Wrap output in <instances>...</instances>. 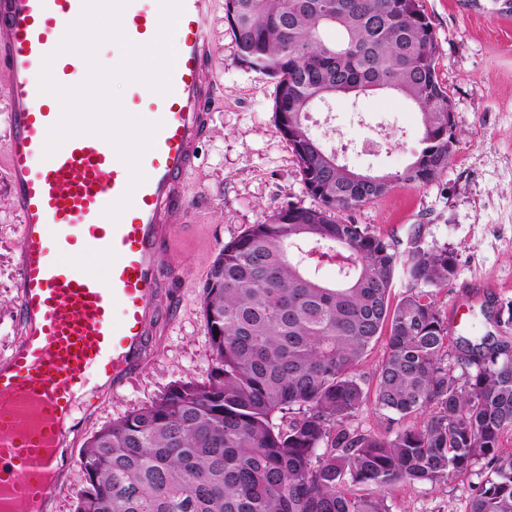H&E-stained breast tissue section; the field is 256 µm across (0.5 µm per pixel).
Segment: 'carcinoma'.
<instances>
[{
	"label": "carcinoma",
	"mask_w": 512,
	"mask_h": 512,
	"mask_svg": "<svg viewBox=\"0 0 512 512\" xmlns=\"http://www.w3.org/2000/svg\"><path fill=\"white\" fill-rule=\"evenodd\" d=\"M239 63L288 87L277 126L292 144L316 208L292 203L224 245L203 292L215 364L208 382L172 384L150 405L94 432L82 456L73 512H389L399 483L439 485L479 463L488 473L467 512H512V302L501 335L451 338L431 289L457 276L454 252L414 239L405 256L338 217L448 167L456 123L420 0H224ZM337 30L336 41L328 33ZM380 85L422 114V148L394 173H356L310 133L321 100ZM336 266L326 284L312 264ZM403 272L418 289L391 300ZM388 336L375 406L393 424L357 432L368 401L358 365ZM372 485L378 493L357 494Z\"/></svg>",
	"instance_id": "1"
}]
</instances>
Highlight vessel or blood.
<instances>
[{"mask_svg":"<svg viewBox=\"0 0 512 512\" xmlns=\"http://www.w3.org/2000/svg\"><path fill=\"white\" fill-rule=\"evenodd\" d=\"M183 5L172 91L142 113L163 127L142 158L146 180L115 223L103 211L124 193L129 173L106 141L77 136L52 157L43 155L60 113L45 105L32 73L78 18L82 0H0V67L9 75L6 168L21 218L20 333L0 357V512L59 496L53 476L87 417L81 398L102 386L125 387L152 336L173 316L171 216L188 208L184 176L198 158L215 98L204 77L213 0ZM158 23V0H131L122 18L127 37L138 44L155 37ZM55 64L57 81L67 86L86 71L73 53ZM80 251L110 256L106 276L67 263V255Z\"/></svg>","mask_w":512,"mask_h":512,"instance_id":"b4317fda","label":"vessel or blood"}]
</instances>
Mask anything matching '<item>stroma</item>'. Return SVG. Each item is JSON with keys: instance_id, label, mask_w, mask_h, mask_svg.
<instances>
[{"instance_id": "obj_1", "label": "stroma", "mask_w": 512, "mask_h": 512, "mask_svg": "<svg viewBox=\"0 0 512 512\" xmlns=\"http://www.w3.org/2000/svg\"><path fill=\"white\" fill-rule=\"evenodd\" d=\"M437 40L436 65L450 90L458 129L452 158L433 182L398 188L345 212V219L383 237L399 253L414 239L448 246L457 259L456 279L433 291L452 336L489 330L487 309L512 301V13L489 10L486 0H421ZM216 95L213 120L199 159L185 177L188 211L176 218L172 243L175 277L170 293L178 311L154 338V351L124 390L102 391L87 400L90 417L69 451L63 492L45 512H71L83 483L81 452L102 426L143 407L173 383L207 382L214 356L204 327L202 286L215 256L250 225L268 221L290 203L316 201L305 190L288 140L273 112L275 82L241 66L229 33L224 0H214L209 26ZM336 137L323 125L311 131L336 149L340 163L383 175L410 163L420 148L419 111L391 93L329 101ZM382 140L380 151L362 147L366 136ZM21 224L7 174L0 168V356L19 332L16 262ZM481 467L437 486L402 483L388 494L390 512H466Z\"/></svg>"}]
</instances>
